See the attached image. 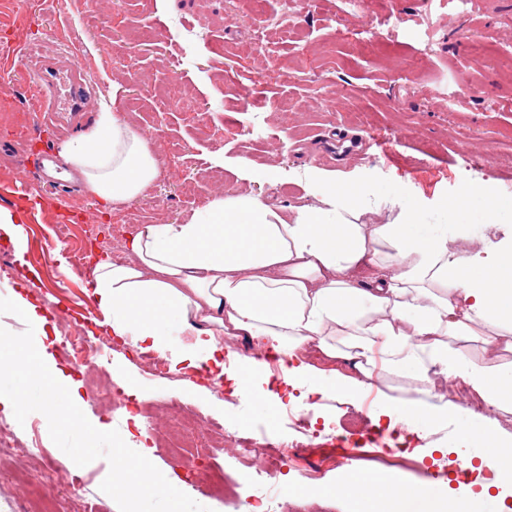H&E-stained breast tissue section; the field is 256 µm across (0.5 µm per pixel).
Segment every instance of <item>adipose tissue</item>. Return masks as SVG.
Masks as SVG:
<instances>
[{
  "instance_id": "obj_1",
  "label": "adipose tissue",
  "mask_w": 512,
  "mask_h": 512,
  "mask_svg": "<svg viewBox=\"0 0 512 512\" xmlns=\"http://www.w3.org/2000/svg\"><path fill=\"white\" fill-rule=\"evenodd\" d=\"M88 192L120 205L142 195L159 168L147 140L115 106L100 105L91 127L57 143ZM319 205L275 207L259 197L221 195L181 224L139 225L125 260L95 264L91 295L101 324L119 339L172 365L208 368L238 396L268 397L255 358L225 352L240 336L272 353L298 400L359 398L374 378L397 376L417 397H384L379 416L410 423L419 437L457 423L470 456L497 465L512 458V435L447 400L460 382L488 409L512 412V200L464 192L441 204V221L394 188L381 195L385 223L354 185L322 178ZM475 338L477 356L461 340ZM311 348L352 359V375L318 371ZM352 497L396 512H424L428 486L410 491L349 483Z\"/></svg>"
}]
</instances>
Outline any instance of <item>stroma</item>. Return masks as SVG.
<instances>
[{
	"label": "stroma",
	"mask_w": 512,
	"mask_h": 512,
	"mask_svg": "<svg viewBox=\"0 0 512 512\" xmlns=\"http://www.w3.org/2000/svg\"><path fill=\"white\" fill-rule=\"evenodd\" d=\"M32 20L18 0H0V142L12 144L0 158V207L24 226L26 251L0 236V286L28 296L46 316L48 353L77 384L79 406L93 426L118 430L130 447L153 450V461L173 471L178 487L206 502L211 512H238L206 482L187 477V456L156 447V419L177 401L198 417L238 436L255 432L258 419L275 416L269 439L287 440L288 414L298 404L256 405V417L240 414L242 400L222 390L217 398L194 395L187 381L151 377L139 353L94 354L108 373L124 368L139 382L127 410L100 399V386L76 371L58 343L60 330L94 329L92 255L121 259L130 233L140 224H178L224 194H252L278 207L318 205L320 188L308 172L336 176L374 197L391 186L437 213L461 189L493 191L512 199V72L496 57L475 52L494 44L512 56V0H476L470 13L437 9L435 0H363L343 15L341 0H107L100 9L87 0H44ZM263 33L264 48L254 37ZM34 61L18 66V47ZM80 52L91 103L62 131L45 129L32 141L18 135L32 111L35 60L53 59L70 68ZM149 142L160 176L143 195L103 205L75 180L65 200L40 177L37 154L78 136L104 100ZM251 171L240 178V169ZM93 213L112 231L111 247L77 236L64 241L62 219ZM367 411L366 426L387 427L376 403L335 396L310 409L312 426H333L337 442L292 449L281 474L259 476L277 500L304 499L330 512H354L337 498L330 479L373 471L401 475L417 486L426 477L458 481L457 433L434 429L429 442L392 461L384 454L336 456L359 440L348 424V406ZM109 463L100 458L82 469L85 481L59 489L73 503L92 500L101 512H119L100 489Z\"/></svg>",
	"instance_id": "35a3bbf8"
}]
</instances>
